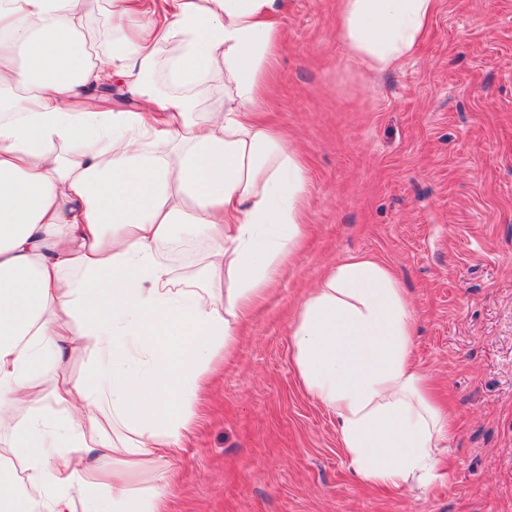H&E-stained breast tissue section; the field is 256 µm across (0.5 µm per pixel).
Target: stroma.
Returning a JSON list of instances; mask_svg holds the SVG:
<instances>
[{"label": "stroma", "mask_w": 512, "mask_h": 512, "mask_svg": "<svg viewBox=\"0 0 512 512\" xmlns=\"http://www.w3.org/2000/svg\"><path fill=\"white\" fill-rule=\"evenodd\" d=\"M266 120L293 138L307 222L274 291L196 406L167 512H512V0H439L394 69L346 62L336 0H288ZM170 258L197 285L203 244ZM391 266L415 322L414 362L455 422L439 478L414 492L362 485L336 417L303 388L292 316L352 256Z\"/></svg>", "instance_id": "stroma-1"}]
</instances>
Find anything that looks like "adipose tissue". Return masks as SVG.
Wrapping results in <instances>:
<instances>
[{"label":"adipose tissue","mask_w":512,"mask_h":512,"mask_svg":"<svg viewBox=\"0 0 512 512\" xmlns=\"http://www.w3.org/2000/svg\"><path fill=\"white\" fill-rule=\"evenodd\" d=\"M108 2L111 51L97 64L86 0H0V460L20 462L28 484L1 479L0 512H161L160 491L132 471L181 447L216 359L303 234L306 169L260 114L285 0ZM438 3L338 0L347 59L393 68ZM104 83L135 106L89 107ZM184 224L206 244L200 292L177 287L167 258ZM291 336L357 479L429 486L452 429L413 364V314L391 268L363 255L337 266ZM81 348L94 367L67 375ZM94 451L111 470L89 464Z\"/></svg>","instance_id":"1"}]
</instances>
